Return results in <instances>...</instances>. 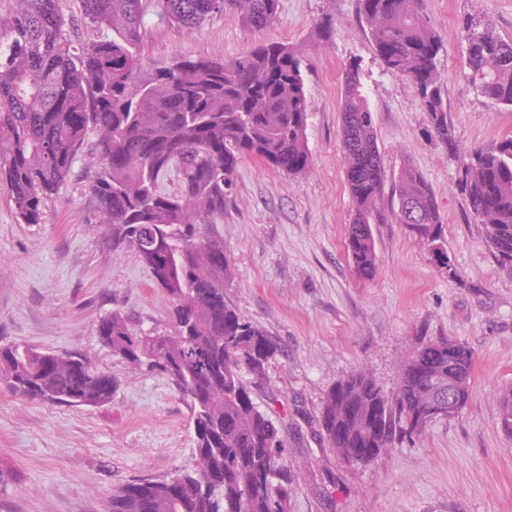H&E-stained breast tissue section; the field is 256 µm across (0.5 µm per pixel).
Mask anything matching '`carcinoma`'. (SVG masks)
I'll return each instance as SVG.
<instances>
[{
    "label": "carcinoma",
    "instance_id": "carcinoma-1",
    "mask_svg": "<svg viewBox=\"0 0 512 512\" xmlns=\"http://www.w3.org/2000/svg\"><path fill=\"white\" fill-rule=\"evenodd\" d=\"M164 15L196 27L233 11L252 27L271 26L279 0H160ZM374 49L386 70L409 80L428 112L431 134L456 147L437 66L438 37L423 19V0H359ZM96 38L72 49L57 0H0V176L17 216L40 224L92 131L100 163L90 183L98 223L115 247L133 249L174 304L167 334L135 330L119 312L104 316L98 338L134 369L165 375L187 400L194 433L193 466L169 480H139L112 493L108 512H286L288 471L275 422L253 402L242 379L256 378L275 347L244 320L224 288L231 277L223 239L209 225L224 219L241 158L254 156L291 176L310 167L307 97L298 50L259 45L230 59H181L139 79L143 0H82ZM466 64L477 92L512 108V42L493 26L463 32ZM140 81L138 91L131 84ZM342 151L352 202L347 251L355 273L375 277L371 225L383 221L384 168L360 64L344 71ZM462 178L472 219L500 267L512 273V138L465 155ZM180 189L162 193L170 169ZM396 222L414 212L410 232L450 278L458 275L442 237L430 185L405 165L396 186ZM162 246L153 248L154 232ZM458 366L453 388L438 390L451 418L471 396L473 352L466 345L427 343L401 364L387 394L356 370L327 393L321 425L330 447L355 448L367 465L400 434L421 432L437 418L420 401L430 378ZM0 377L12 392L54 405L97 407L112 401V377L82 353L28 345L0 347ZM502 429L512 434V388L499 396Z\"/></svg>",
    "mask_w": 512,
    "mask_h": 512
}]
</instances>
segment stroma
<instances>
[{
  "instance_id": "35a3bbf8",
  "label": "stroma",
  "mask_w": 512,
  "mask_h": 512,
  "mask_svg": "<svg viewBox=\"0 0 512 512\" xmlns=\"http://www.w3.org/2000/svg\"><path fill=\"white\" fill-rule=\"evenodd\" d=\"M143 6L144 77L178 59L233 58L262 43L285 42L301 56L310 169L296 177L241 159L224 221L212 227L231 264L229 297L276 346L265 378L246 384L280 428L287 512H512V436L499 420V393L512 387V274L470 215L460 159L431 136L414 86L377 56L359 0H279L275 22L262 30L231 12L190 29L169 21L158 0ZM424 15L441 40L443 98L461 153L512 137V109L476 91L462 37L475 19L512 40V0H426ZM326 21L330 33L318 39ZM353 60L374 116L389 212L372 227L377 274L370 280L355 274L347 252L352 203L340 110ZM97 164L87 144L46 201L41 224L19 220L0 180V345L80 351L115 382L110 403L73 408L22 399L0 380V512H107L114 490L172 478L194 460L184 397L164 375L130 372L98 341L101 318L114 311L143 332L170 330L173 303L98 223L89 190ZM407 164L432 188L457 277L441 274L390 215ZM448 338L474 353L467 406L397 439L372 464L337 457L321 426L336 382L365 367L393 392L411 353Z\"/></svg>"
}]
</instances>
